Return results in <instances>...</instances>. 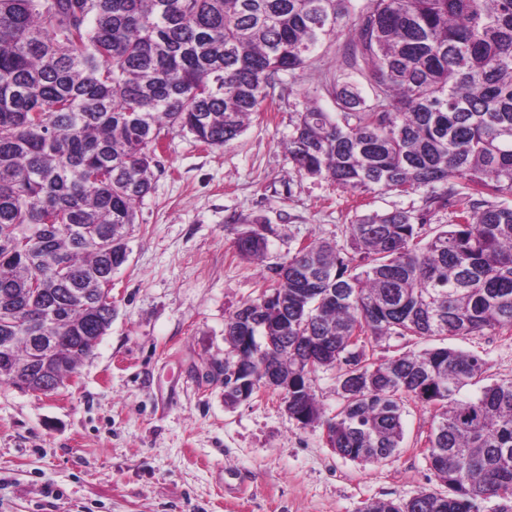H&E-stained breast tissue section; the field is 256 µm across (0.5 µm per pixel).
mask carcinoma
<instances>
[{
    "label": "carcinoma",
    "mask_w": 512,
    "mask_h": 512,
    "mask_svg": "<svg viewBox=\"0 0 512 512\" xmlns=\"http://www.w3.org/2000/svg\"><path fill=\"white\" fill-rule=\"evenodd\" d=\"M366 78L336 83V111L297 113V171L350 191L424 192L419 214H365L352 253L301 244L272 268L271 298L225 320L281 336L268 364L288 373V415L321 419L312 391L339 367L329 444L380 463L400 448L405 402L437 406L427 489L361 512H512V382L485 385L480 356L443 345L512 330V0H0V383L59 388L112 324L99 290L128 261L137 205L153 189L161 136L221 147L331 38ZM464 196L456 222L427 216ZM233 246L261 260L268 238ZM33 336H59L37 357ZM386 336L440 341L382 362ZM467 386L478 390L462 397Z\"/></svg>",
    "instance_id": "cac0c4a2"
}]
</instances>
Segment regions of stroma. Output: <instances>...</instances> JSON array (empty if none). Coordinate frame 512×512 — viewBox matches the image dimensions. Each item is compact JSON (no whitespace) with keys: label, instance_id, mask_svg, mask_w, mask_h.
Returning <instances> with one entry per match:
<instances>
[{"label":"stroma","instance_id":"obj_1","mask_svg":"<svg viewBox=\"0 0 512 512\" xmlns=\"http://www.w3.org/2000/svg\"><path fill=\"white\" fill-rule=\"evenodd\" d=\"M325 41L273 107L236 140L207 147L170 132L154 189L137 208L128 263L112 277V325L50 395L0 384V512H360L445 487L427 460L432 405L406 402L404 440L380 464L332 448L322 424L290 418L279 392L224 402L225 320L273 287L296 244L349 249L355 217L420 212L421 193L356 194L300 174L285 144L308 97L336 109L338 81L374 92ZM265 228L263 263L242 258L235 234ZM478 354L491 381L512 380V332L453 339Z\"/></svg>","mask_w":512,"mask_h":512}]
</instances>
